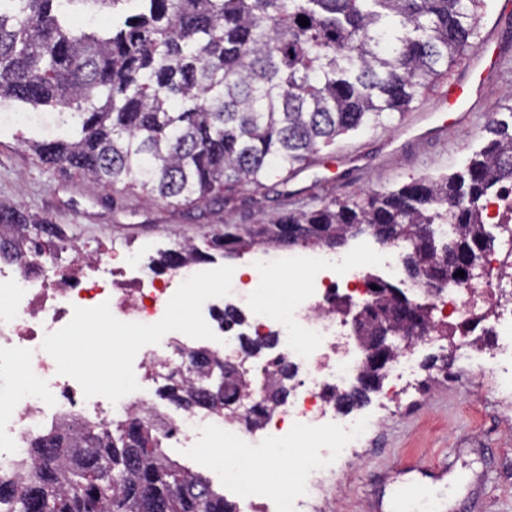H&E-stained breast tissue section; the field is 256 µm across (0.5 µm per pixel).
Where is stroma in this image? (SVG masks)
<instances>
[{"instance_id": "stroma-1", "label": "stroma", "mask_w": 512, "mask_h": 512, "mask_svg": "<svg viewBox=\"0 0 512 512\" xmlns=\"http://www.w3.org/2000/svg\"><path fill=\"white\" fill-rule=\"evenodd\" d=\"M512 104V74L491 82L474 123L449 128L445 138L421 150L419 158L390 154L385 146L403 141V123L339 136L318 162L288 179L244 184L226 192L223 204L172 206L127 190L109 192L79 174L41 164L21 143L31 137L18 124L0 131V199L77 233L95 244L121 238L134 246H173L189 239L210 240L225 225L248 230L278 213L331 201L363 200L374 191L397 189L423 177L438 178L462 169L484 144L486 125ZM365 159L353 175L348 159ZM422 370L411 396L394 404L390 420L373 436L360 461L347 469L342 494L321 500L318 512H374L386 477L407 460L431 466L447 462L464 482L440 488L442 512H512V397L496 380L477 376L457 363L443 368L433 351L421 352Z\"/></svg>"}]
</instances>
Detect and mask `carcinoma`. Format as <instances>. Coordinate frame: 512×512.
<instances>
[{
	"label": "carcinoma",
	"mask_w": 512,
	"mask_h": 512,
	"mask_svg": "<svg viewBox=\"0 0 512 512\" xmlns=\"http://www.w3.org/2000/svg\"><path fill=\"white\" fill-rule=\"evenodd\" d=\"M479 0H0V104L48 108L66 137L33 140L48 167L71 169L106 189L123 183L169 204L192 203L243 183L260 185L309 164L336 138L403 117L421 90L470 46ZM99 27H79L77 6ZM309 25L300 26L299 17ZM460 171L420 178L363 201L332 202L274 216L241 234L207 241L201 257L241 256L256 245L313 241L330 249L359 225L386 224L391 244L421 237L425 224H452L455 239L431 238L404 254L409 276L455 283V251L476 257L489 232L483 212L494 188L512 185V121ZM297 234L285 239L281 226ZM79 238L0 201V257L22 262L45 242ZM28 244L23 249L22 244ZM364 323L366 344L405 297L377 280ZM206 387L224 405V376ZM168 399L188 403L175 382ZM117 435L57 428L31 446L29 476L0 485L10 512H237L202 475L171 460L163 437L135 417ZM39 494L34 504L23 489Z\"/></svg>",
	"instance_id": "cac0c4a2"
}]
</instances>
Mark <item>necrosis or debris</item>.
<instances>
[{
  "instance_id": "obj_1",
  "label": "necrosis or debris",
  "mask_w": 512,
  "mask_h": 512,
  "mask_svg": "<svg viewBox=\"0 0 512 512\" xmlns=\"http://www.w3.org/2000/svg\"><path fill=\"white\" fill-rule=\"evenodd\" d=\"M491 241L472 269L469 282L419 290L433 313L425 339L448 345L451 360L492 375L503 395L512 394V192L488 204ZM365 257L356 265V257ZM141 251L99 244L47 247L24 265L0 262V476L20 477L30 466L26 437L52 424L139 416L170 433L178 447L197 452L217 441L226 451L216 458L225 484L235 487L255 512H314L326 475L355 464L361 446L380 426L390 403L408 395L420 370L414 347L398 346L383 372L384 391L375 411L340 412L338 395L349 391L365 369L364 347L352 335L338 298L367 301L372 279L407 291L409 280L399 249L367 238L350 253L293 251L261 246L250 258L251 279L232 277L230 294L202 308L215 337L207 343L167 333L143 347L134 360L138 390L110 402L85 398L79 383L58 374L42 347L46 333L64 327L74 307L109 303L120 321H160L180 284L204 272L189 259L168 269L163 282L147 276ZM295 278L285 297L264 296L258 281L281 274ZM230 365L238 387H227L223 408L206 403L173 406L161 395L164 384L192 377L198 351ZM26 382H19V373ZM308 447L295 474L283 485L244 479L240 463L287 461L292 448Z\"/></svg>"
}]
</instances>
